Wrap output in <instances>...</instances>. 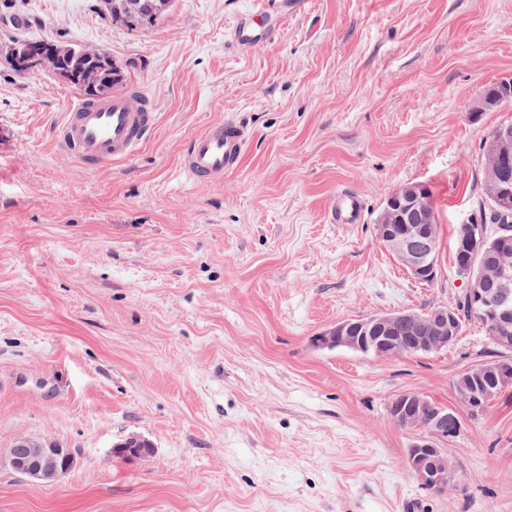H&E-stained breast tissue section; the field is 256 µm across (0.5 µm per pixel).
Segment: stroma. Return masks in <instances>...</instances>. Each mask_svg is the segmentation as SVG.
Listing matches in <instances>:
<instances>
[{"instance_id":"35a3bbf8","label":"stroma","mask_w":512,"mask_h":512,"mask_svg":"<svg viewBox=\"0 0 512 512\" xmlns=\"http://www.w3.org/2000/svg\"><path fill=\"white\" fill-rule=\"evenodd\" d=\"M0 13V512H512V391L478 417L453 382L491 345L467 323L447 350L378 358L315 346L333 323L454 303L458 224L482 201L485 140L512 105V0H305L278 35L234 36L254 0H174L157 25L98 0ZM109 54L157 125L129 159L88 171L53 131L79 93L10 71L15 38ZM232 116L241 166L207 186L184 143ZM430 188L440 265L425 284L376 225L385 197ZM365 201L330 224L337 191ZM404 391L458 410L448 489L406 465ZM21 436L71 449L33 485L5 463ZM148 441L145 457L118 444ZM169 1V4H166V7L162 10H158V17L155 22H144L141 23L138 20L132 19L130 16L126 15L124 12V0H101L100 6L106 11V13L112 18L113 22L120 23L129 28H137V27H148L154 26L160 19L167 15L169 12L173 0Z\"/></svg>"}]
</instances>
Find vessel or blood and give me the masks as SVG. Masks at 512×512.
<instances>
[{
	"label": "vessel or blood",
	"instance_id": "b4317fda",
	"mask_svg": "<svg viewBox=\"0 0 512 512\" xmlns=\"http://www.w3.org/2000/svg\"><path fill=\"white\" fill-rule=\"evenodd\" d=\"M288 0H256L252 9L241 13L235 30L237 40L246 43L270 41L276 30L267 19L290 11ZM157 115L134 106L130 93L81 102L65 113L54 137L62 154L89 169H103L112 162L132 156L154 130ZM248 136L236 120L208 125L186 144L181 169L189 180L204 185L223 181L225 174L239 168L246 152ZM358 193L338 191L330 208L334 224H358L363 218Z\"/></svg>",
	"mask_w": 512,
	"mask_h": 512
}]
</instances>
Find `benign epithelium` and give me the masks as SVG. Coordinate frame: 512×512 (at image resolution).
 <instances>
[{"label":"benign epithelium","mask_w":512,"mask_h":512,"mask_svg":"<svg viewBox=\"0 0 512 512\" xmlns=\"http://www.w3.org/2000/svg\"><path fill=\"white\" fill-rule=\"evenodd\" d=\"M45 65L43 52L33 47L20 59V67L33 69ZM502 93L482 96L479 110L496 109L509 102L512 93V77L500 80ZM491 145L496 158L503 165L512 160V129L498 128L492 134ZM496 210L512 215V188L501 183L489 192ZM380 239L398 256L403 266L420 280H432L436 276L438 254L433 228L426 224L379 225ZM491 257L466 258L459 273L468 278L469 311L471 315L486 321L497 322L512 315L508 307L507 288L512 286V263L504 259L508 252L504 239L496 240ZM461 316L447 307H435L423 315L415 313L375 315L359 322L340 321L320 336L315 343L319 347L344 348L352 352L373 355L378 358L397 356L412 348L434 353L445 350L460 334ZM408 325V335L401 336L402 325ZM512 381V359L503 357L489 367L470 368L455 381L457 398L471 414L483 412L502 386ZM391 419L399 426L422 430L425 436L408 449L406 463L423 486L445 490L451 483L453 467L437 442L456 436L462 426L458 413L419 392L406 391L397 395L388 408ZM151 445L131 438L120 445V451L133 456L149 453ZM8 466L16 473L40 485L57 480L74 465V455L46 439L20 437L7 456Z\"/></svg>","instance_id":"benign-epithelium-1"}]
</instances>
